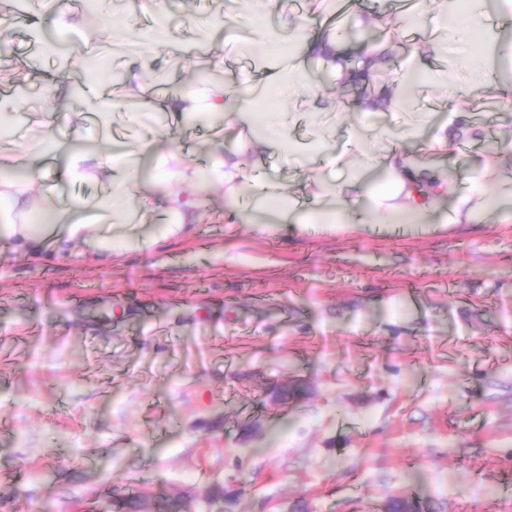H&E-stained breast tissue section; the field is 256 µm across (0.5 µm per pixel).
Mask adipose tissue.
Instances as JSON below:
<instances>
[{
    "label": "adipose tissue",
    "instance_id": "1",
    "mask_svg": "<svg viewBox=\"0 0 512 512\" xmlns=\"http://www.w3.org/2000/svg\"><path fill=\"white\" fill-rule=\"evenodd\" d=\"M242 2L245 14L225 16V27L235 28L243 18H255V25L248 29L249 44L280 46L290 64L269 61L260 71L243 70L228 82L194 84L162 98L143 93L145 77L161 59L183 56L187 50L171 25L169 0H141L142 11L153 20L144 30L110 20L107 11H99L101 22L111 23L123 43L138 49L126 69L125 96L133 101L124 112L126 123L141 124L157 111L167 113L173 122L159 140L143 139L110 151L88 150L55 141L59 135L81 134L83 113H40L42 152L32 154L24 147L0 150V237L12 240L22 252L38 250L48 240L60 250L80 243L101 255L128 246L139 248L156 239L141 231L148 214L158 212L165 218L158 237L175 235L203 220L209 190L215 186L223 188L225 203L236 207L242 224H354L364 205L379 224H391L406 215L428 220L447 197L452 206L445 223L512 222L511 207L488 202L489 191L504 174L512 173V128L498 131L502 151L488 160L467 190L450 193L448 172L440 162L462 136L479 139L485 134L484 126L473 119L469 88H480L499 99L512 96V84L498 81L482 51L486 45L497 47L501 58L512 62V43L504 39L505 31L512 29V0H496L497 12L491 20L486 17V0H465L463 16L454 20L448 17L447 0H431L429 8L413 9L415 26L432 33L427 52L441 61L439 67L421 69L419 85L449 89L441 113L417 112L403 124L401 137L426 131L427 151L420 157L410 154L401 138L372 133L376 117L401 110L397 82L353 102L361 126L350 134L349 149L339 151L333 146L336 128L326 124L325 118L340 114L345 105L337 94L303 79L306 61L315 59L343 84L364 80L382 66L387 51L400 38L401 13L367 17V26L381 30L383 37L367 44L355 64L337 27L327 25L323 14H291L284 0ZM272 88L279 93V107L256 112L258 97ZM199 113L230 119L233 130L232 136L216 139L201 166L178 143L188 117ZM302 117L317 127L313 145H305L291 133ZM267 155L283 160L297 177V187L257 178ZM48 157L59 161L68 183L94 182L108 189L112 201L108 223L78 219L83 201L50 190L45 207L52 213V222L45 231L33 230L29 222L33 193ZM356 157L365 169L378 170L376 180L349 175ZM320 168L329 171V178H313V171Z\"/></svg>",
    "mask_w": 512,
    "mask_h": 512
}]
</instances>
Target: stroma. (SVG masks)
<instances>
[{
  "mask_svg": "<svg viewBox=\"0 0 512 512\" xmlns=\"http://www.w3.org/2000/svg\"><path fill=\"white\" fill-rule=\"evenodd\" d=\"M237 0H184L193 19ZM15 56L29 97L53 63ZM480 140L448 164L461 191L512 126L475 95ZM512 512V223L205 221L93 257L0 238V512ZM384 511L433 512L434 510L429 500L403 496L402 498L391 497Z\"/></svg>",
  "mask_w": 512,
  "mask_h": 512,
  "instance_id": "obj_1",
  "label": "stroma"
}]
</instances>
